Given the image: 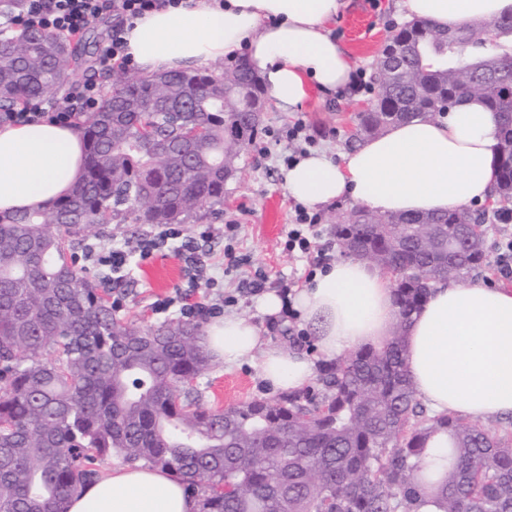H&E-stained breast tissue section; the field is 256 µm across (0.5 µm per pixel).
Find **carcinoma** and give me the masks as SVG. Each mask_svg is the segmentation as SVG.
<instances>
[{"instance_id":"obj_1","label":"carcinoma","mask_w":512,"mask_h":512,"mask_svg":"<svg viewBox=\"0 0 512 512\" xmlns=\"http://www.w3.org/2000/svg\"><path fill=\"white\" fill-rule=\"evenodd\" d=\"M390 42L400 75L376 74L357 134L436 119L442 102L478 96L500 121L495 200L505 205L366 210L369 223L339 227L344 251L379 250L399 271L391 338L322 369L318 393L225 409L187 384L212 367L202 326L142 329L117 317L72 254L102 224H192L204 206L221 212L224 182L257 132L258 80L242 63L137 79L112 70V94L82 119L74 191L45 210L0 213V512H67L112 456L177 471L199 512H512V438L430 412L404 357L432 282L484 266L485 240L470 224L512 216V16L413 22ZM75 60L48 30L0 39V112L55 93Z\"/></svg>"}]
</instances>
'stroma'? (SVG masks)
<instances>
[{
    "label": "stroma",
    "mask_w": 512,
    "mask_h": 512,
    "mask_svg": "<svg viewBox=\"0 0 512 512\" xmlns=\"http://www.w3.org/2000/svg\"><path fill=\"white\" fill-rule=\"evenodd\" d=\"M401 25L398 0H348L347 8L330 23L329 30L349 53L354 69L371 77L384 40ZM373 99L370 91H350L327 99L314 97L296 115L266 106L256 137L243 153L237 173L224 187V217L240 224L238 252L247 262L241 269L227 272L223 269V256L218 255L213 259V273L224 282L222 292L236 298L230 313L256 322L273 342L311 353L316 350L311 333L300 338L289 335L286 314L275 318L264 315L257 307V294L238 286L240 279L258 271L265 276V290L277 292L288 280L304 278L309 265L306 257L288 253L284 248V234L293 221L295 207L285 187L284 159L293 153L294 147L276 141L271 133L293 117H301L320 130L317 149L336 157L355 147L357 115ZM184 286L181 261L172 253L159 252L134 268L119 316L141 326L160 325L165 317L155 312L154 302L174 295ZM197 387L204 404L212 408L276 395L262 381L255 360L232 368L214 361Z\"/></svg>",
    "instance_id": "obj_1"
}]
</instances>
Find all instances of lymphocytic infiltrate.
I'll return each instance as SVG.
<instances>
[{"label": "lymphocytic infiltrate", "instance_id": "lymphocytic-infiltrate-1", "mask_svg": "<svg viewBox=\"0 0 512 512\" xmlns=\"http://www.w3.org/2000/svg\"><path fill=\"white\" fill-rule=\"evenodd\" d=\"M178 3L179 0H24V9L16 21L21 26L52 30L70 38L82 34L97 19L111 16L112 30L100 47L99 62L127 69L132 66L133 60L126 52L123 37L126 24L147 12ZM101 102L100 86L86 80L71 85L62 99L33 98L26 102L22 111L1 112L0 122L46 119L70 125L79 114L97 110ZM321 220V214L296 207L294 222L289 225L286 234V249L310 256L309 268L313 271L327 266V256L319 244L318 227ZM239 232V224L232 221L219 226L205 224L193 234L185 233L177 224H161L154 231L142 235L135 250H127L118 244L109 247L90 244L85 248L83 260L96 269L101 280L112 283V307L119 310L126 297L124 286L129 280L132 256L147 259L158 251L169 250L185 265L186 290L158 302L156 311L166 312L174 307L183 319H194L201 315L212 318L223 314V303L215 302L206 306L194 301L193 296L198 288L216 287L217 280L210 274L215 253L223 254L227 269L241 266L242 258L237 253Z\"/></svg>", "mask_w": 512, "mask_h": 512}]
</instances>
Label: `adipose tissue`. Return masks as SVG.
<instances>
[{
  "instance_id": "adipose-tissue-1",
  "label": "adipose tissue",
  "mask_w": 512,
  "mask_h": 512,
  "mask_svg": "<svg viewBox=\"0 0 512 512\" xmlns=\"http://www.w3.org/2000/svg\"><path fill=\"white\" fill-rule=\"evenodd\" d=\"M344 0H180L127 23L128 52L143 74L196 69L245 52L271 104L294 112L312 95L351 88L347 51L327 30ZM410 20L448 27L512 15V0H400ZM499 125L480 98L445 117L391 125L333 158L312 152L285 174L289 196L311 208L341 198L383 214L444 213L485 202L495 187ZM80 130L46 121L0 126V212L37 211L80 181ZM300 326L315 334L317 357L263 336L253 321L227 315L208 323L204 349L235 366L259 359L273 388L296 392L317 361L379 346L397 317L389 274L345 256L297 289ZM406 366L417 398L434 413L481 423L512 416V288L480 281L437 282L406 332ZM68 512H198L174 470L112 468L72 497Z\"/></svg>"
}]
</instances>
